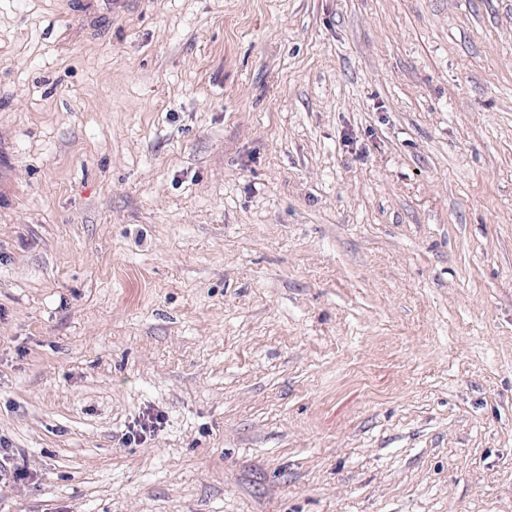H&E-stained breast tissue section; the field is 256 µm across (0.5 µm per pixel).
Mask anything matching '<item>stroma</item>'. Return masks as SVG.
I'll return each instance as SVG.
<instances>
[{
  "mask_svg": "<svg viewBox=\"0 0 512 512\" xmlns=\"http://www.w3.org/2000/svg\"><path fill=\"white\" fill-rule=\"evenodd\" d=\"M0 441V512H512V0H0ZM0 448V481L2 483L3 480L8 479L9 482H13L14 484L21 483L25 478H27V473L25 470L16 466L14 462V454L11 453L4 445H1Z\"/></svg>",
  "mask_w": 512,
  "mask_h": 512,
  "instance_id": "1",
  "label": "stroma"
}]
</instances>
